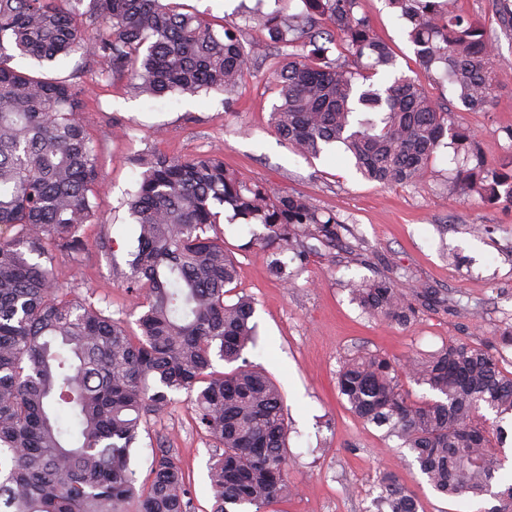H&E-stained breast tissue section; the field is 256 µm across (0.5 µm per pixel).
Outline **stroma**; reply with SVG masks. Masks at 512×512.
Listing matches in <instances>:
<instances>
[{
    "instance_id": "35a3bbf8",
    "label": "stroma",
    "mask_w": 512,
    "mask_h": 512,
    "mask_svg": "<svg viewBox=\"0 0 512 512\" xmlns=\"http://www.w3.org/2000/svg\"><path fill=\"white\" fill-rule=\"evenodd\" d=\"M215 31L244 26L249 10L292 13L301 0H178ZM450 10L469 14L496 49V82L490 107L466 109L447 81L426 77L418 65L408 24L387 0H358L355 12L392 47L396 72L421 79L428 95L469 128L486 162L512 159V26L494 0H450ZM57 78L80 72L84 107L80 119L100 153L97 218L80 233L88 243L84 262H55L61 287L105 305L112 317L136 329L145 311L126 290L135 224L125 205L136 187L142 154L174 159L217 153L238 178L300 191L321 210L349 224L354 236L334 253L310 255L292 283L273 278L256 237L224 211L217 231L238 261L236 292L254 298L256 343L248 361L280 386L288 413V472L295 492L268 512H376L381 474L396 477L418 501V512H486L488 499L437 494L412 454L384 429L353 415L336 389L346 358L360 352L390 357L427 353L463 341L497 356L512 373V347L501 337L512 330V206L459 195L453 148H439L423 181L386 187L363 179L335 153L308 159L288 147L270 123L278 90L267 64L252 65L233 104L220 91L174 93L163 101L138 93L127 81H108L75 54L48 68ZM394 278L399 287L421 283L433 299L417 301L407 324L370 319L352 301L349 279ZM178 452L189 477L195 512H211L208 463L213 444L197 429L195 406L178 393L162 413L150 416L133 464L147 474L156 448Z\"/></svg>"
}]
</instances>
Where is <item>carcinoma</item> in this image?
Returning <instances> with one entry per match:
<instances>
[{
  "instance_id": "cac0c4a2",
  "label": "carcinoma",
  "mask_w": 512,
  "mask_h": 512,
  "mask_svg": "<svg viewBox=\"0 0 512 512\" xmlns=\"http://www.w3.org/2000/svg\"><path fill=\"white\" fill-rule=\"evenodd\" d=\"M0 0V512H191L189 480L172 448L155 453L147 477L131 466L141 423L174 393L195 396L198 428L215 448L212 512H262L288 496V423L274 381L243 352L255 342L254 302L229 299L236 263L207 231L220 207L261 224L259 246L275 256L284 282L291 260L344 243L348 225L296 191L241 181L217 155L175 160L160 154L142 168L127 200L137 245L123 285L143 295L141 335L57 285V256L82 263L78 235L96 216L99 152L81 122L77 75L41 77L12 66L16 56L56 62L96 59L106 78H128L152 98L222 91L232 104L250 58H264L279 90L271 112L278 135L317 158L336 146L368 181L415 183L449 139L464 158L455 171L463 195L512 205V164L486 166L471 133L451 122L422 84L393 73L389 46L354 13L356 0H302L290 16L250 12L270 43L245 50L230 27L217 33L175 0ZM410 26L419 64L441 71L472 110L490 106L495 52L484 28L444 0H387ZM340 34L377 83L326 56L320 41ZM370 317L405 323L412 293L388 278L350 280ZM241 362L213 369V356ZM410 379L437 399H411ZM336 388L362 420L386 428L409 449L432 489L447 497L489 496L487 512H512V483L495 448L507 438L512 374L465 342L391 359L364 352L346 359ZM486 408L494 421L480 414ZM377 512H418L391 475L378 480Z\"/></svg>"
}]
</instances>
